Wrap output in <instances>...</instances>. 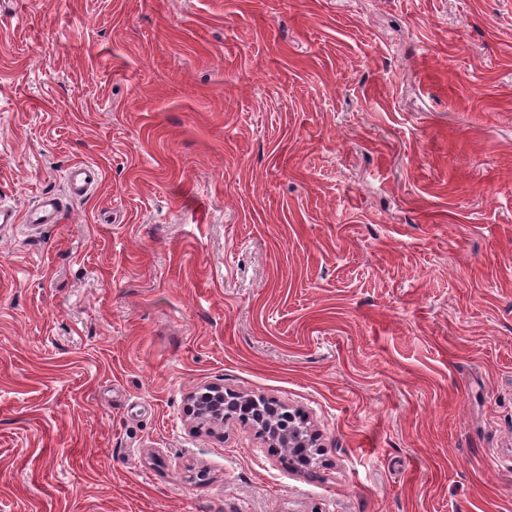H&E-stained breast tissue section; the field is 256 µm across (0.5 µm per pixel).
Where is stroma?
I'll use <instances>...</instances> for the list:
<instances>
[{
    "label": "stroma",
    "mask_w": 512,
    "mask_h": 512,
    "mask_svg": "<svg viewBox=\"0 0 512 512\" xmlns=\"http://www.w3.org/2000/svg\"><path fill=\"white\" fill-rule=\"evenodd\" d=\"M46 193L0 512H512V0H0V204ZM65 180L71 193L87 195L99 182V170L89 163H75L69 167ZM63 201L54 195L41 196L24 216V223L30 228H40L46 224H57L63 211ZM193 414L203 422L221 423L233 419L238 414L235 406L228 404L224 388L210 385L193 395Z\"/></svg>",
    "instance_id": "obj_1"
}]
</instances>
